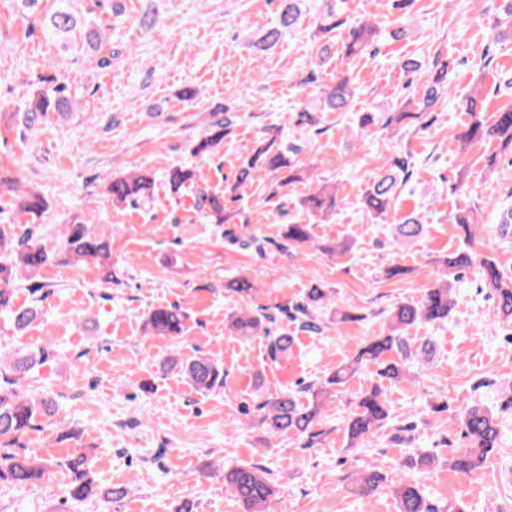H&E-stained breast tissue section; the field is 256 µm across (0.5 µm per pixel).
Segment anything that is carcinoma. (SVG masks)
<instances>
[{
  "mask_svg": "<svg viewBox=\"0 0 512 512\" xmlns=\"http://www.w3.org/2000/svg\"><path fill=\"white\" fill-rule=\"evenodd\" d=\"M54 11L46 16L42 27L46 34L81 51H95L103 43L104 34L94 19L77 9L73 0H55ZM307 0H279L277 23L260 34L250 38L253 48L259 53L273 49L292 29L303 15ZM330 7L321 10L317 17L318 31L327 35L345 24L336 11V5L325 0ZM377 37V27L369 19L358 23L349 31L345 51L348 56H357L372 47ZM426 93L417 103L421 112H432L444 102L447 91L448 63H438ZM355 95L352 78L348 75L336 77L334 85L325 91L318 110L322 112H345ZM73 98L64 82L40 85L30 90V99L18 110V120L27 128L44 124L49 114L66 117L73 111ZM233 115L227 107H217L210 112L205 135L197 142L194 152L198 155L211 154L224 143V136L233 126ZM489 138H498L506 146H512V109L495 114L488 125L476 117L461 132L454 134L451 143L462 151L471 144ZM296 153L293 148H282L275 139L261 141L252 155L242 162L237 179L231 191L247 187L261 173L288 169V177L281 180L285 187L301 180L293 173L289 155ZM396 170H387L378 177L362 195L366 212L376 221H385L388 204L396 191L410 176L411 172L403 163L395 164ZM112 201L120 204L133 202L146 205L154 201L157 182L155 178L138 169L121 176L103 179ZM163 185L174 194L190 187L194 193L195 210L214 224L224 223V196L206 185V179L196 169L175 166L164 175ZM336 186H320L312 189L300 199V206L307 216L324 220L336 211ZM46 208L44 198L36 192H26L18 199L21 214L35 220ZM465 245H471L478 237L480 225L472 215L456 218ZM496 233L506 239L512 236V208H504L496 224ZM284 248L302 247L311 241L309 225L288 224L283 233ZM62 254L67 262L94 263L103 273V282H112V239L95 232L89 224H68L65 233L53 241H46L36 224L29 225L28 232L19 236L11 223H0V315L8 317L12 328L25 330L37 317L35 303L50 294L46 283H39L30 289L33 305L17 306L14 303L15 284L19 280H32L40 275L42 268L56 255ZM482 268L483 280L496 297V315L504 322L512 323V275L505 272L498 262L490 257H480L463 249L454 258L438 261L440 276L436 284L427 290L423 298L414 303L395 305L387 316L381 333L367 341L355 359L336 367L328 377L313 381L300 388L308 394L301 401L296 391L287 389L277 397L258 406L263 412L261 424L270 435L292 434L299 438L314 437L312 428L316 424L324 401L336 393L337 388L346 384L367 361L379 366V376L390 382L406 380L411 369L421 366L412 354L406 333L419 323H442L455 310L453 298L454 283L460 279V272L473 263ZM328 292L322 288L308 291L302 301L292 307H278L280 313L291 315L301 328L312 333L323 332L326 322L321 319L324 301ZM190 315L186 308L173 304L151 309L144 319V333L148 336L178 338L187 330ZM277 316L267 308L255 311H231L224 317V329L249 339L263 336L268 339V358L277 363L288 357L294 337L286 332L273 334L271 324ZM41 356V352H29L11 363L0 361V442H9L18 435L36 427L40 419L52 416L54 401L48 395L34 394L23 388L22 379L30 372ZM186 378L198 392L207 393L224 387V366L207 355H199L182 366ZM389 410L385 391L375 386L358 396L354 410L349 415L346 429L350 444L365 445L386 424ZM463 436L469 441V448L459 456L448 459V466L463 474L473 473L487 455L497 447L499 426L495 414L480 405L467 404L462 408L460 420ZM86 457L80 455L64 463L44 460L36 454L18 456L0 448V483L14 487H28L43 478L53 465H64L71 472L70 499L73 502L85 500L92 491L93 480L84 468ZM384 482L383 475L376 471L358 477L359 493L369 496ZM224 486L242 507V512H271L275 495L273 479L269 470L253 463H239L224 472ZM393 492L399 512H442L430 505L422 489L403 479L394 482Z\"/></svg>",
  "mask_w": 512,
  "mask_h": 512,
  "instance_id": "1",
  "label": "carcinoma"
}]
</instances>
